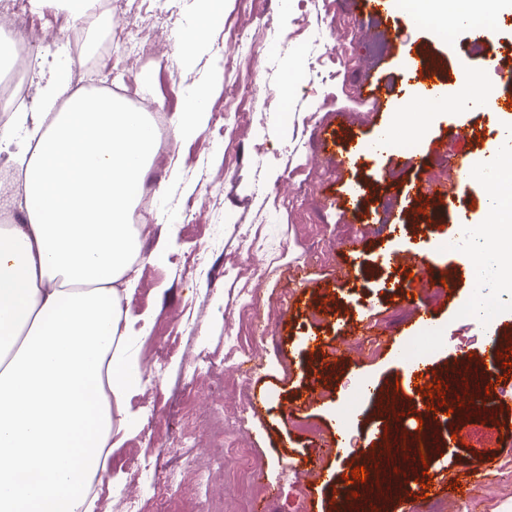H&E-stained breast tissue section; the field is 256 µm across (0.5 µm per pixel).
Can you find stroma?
<instances>
[{"label":"stroma","instance_id":"obj_1","mask_svg":"<svg viewBox=\"0 0 512 512\" xmlns=\"http://www.w3.org/2000/svg\"><path fill=\"white\" fill-rule=\"evenodd\" d=\"M191 0H112L96 11L93 25L80 28L81 52L70 59L38 44L32 70L30 111H38L44 73L70 75L74 64L110 74L137 100L173 116L202 82L215 85L214 112L199 118L182 143L167 139L156 155L145 185L148 202L138 204L143 255L132 314L150 313V334L132 341L135 358L150 385L126 409L134 416L119 449L112 453L95 490L101 507L124 512L129 493L147 501L150 512H254L268 503L271 512H343L339 476L361 465L360 449L380 447L389 423L369 410L350 429L354 452L336 453V415L355 382L373 384L374 398L396 388L409 337L401 330L414 307L430 305L444 330L442 346L427 355L432 381L448 379L451 366L484 363V324L461 318L469 288L451 295L436 286L421 287L408 267L388 264L386 250L402 252L418 264L426 244L436 247L437 279L468 252L475 239L460 237L464 224L486 221L491 188L461 183L454 154L475 151L448 137L452 127L472 125L482 135L498 132L489 111H466L447 104L432 113L421 134L406 136V151L423 160L408 169L397 157L366 158L358 167H340L321 147L324 131L340 143L368 141L381 127L410 122L415 109L402 101L380 103L367 95L368 82L398 80L407 51L425 50L442 58L446 82L473 73L496 81L489 61L467 49L469 31L454 28L441 39L429 23L406 25L400 13L376 19L362 12L359 0H286L264 11L260 0H225L224 18L210 32L188 66L174 57L173 36L187 22ZM129 23V39L158 44L159 53L127 60L115 29ZM401 28L403 43L386 42L373 52L365 35ZM441 175L446 197L409 194L411 183ZM435 209L446 220L433 234L422 230L421 214ZM164 249H157L158 239ZM362 243L349 262L346 243ZM204 263L186 269L194 252ZM398 291H389L393 282ZM251 297L254 312L268 319V331L255 338L236 310ZM370 316L384 342L368 358L355 352L359 336L351 319ZM312 336L325 346L313 351ZM256 346L248 384L224 352L233 341ZM317 401L307 405L309 392ZM155 418H148L150 407ZM317 425L312 437L298 421ZM197 428L188 455L172 448L185 424ZM450 445L433 449L425 474L409 490L384 498L379 512H424L422 485L439 474L482 464L485 485L476 496L447 500L446 512H512V489L503 476L512 465V421L487 409L448 419ZM251 449L263 466L261 491H254L224 466L226 446ZM320 455L322 473L307 466ZM204 469L203 480L165 484L154 498L152 475L184 466ZM301 479H288L291 470ZM335 474L325 482L324 473Z\"/></svg>","mask_w":512,"mask_h":512}]
</instances>
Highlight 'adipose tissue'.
<instances>
[{"label":"adipose tissue","instance_id":"ef3b65f1","mask_svg":"<svg viewBox=\"0 0 512 512\" xmlns=\"http://www.w3.org/2000/svg\"><path fill=\"white\" fill-rule=\"evenodd\" d=\"M223 16L224 0H199L174 45L183 64ZM213 102L211 85L194 88L174 115L175 140L191 135ZM156 142L146 113L108 94L70 92L54 75L41 111L19 113L0 131V153L24 168L23 220L0 226V512H97L89 479L141 389L121 329L134 288L115 284L143 261L131 216ZM505 153L512 126L462 180L495 183V198H512V183L498 180ZM468 263L470 309L479 310L488 279L512 291V277L499 274L511 255L495 267L475 252ZM479 312L493 324L494 310Z\"/></svg>","mask_w":512,"mask_h":512}]
</instances>
